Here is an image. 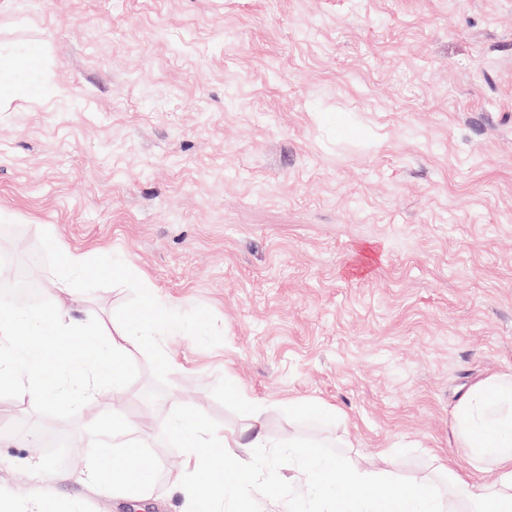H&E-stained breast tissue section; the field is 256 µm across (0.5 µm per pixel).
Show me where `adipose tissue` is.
<instances>
[{
  "label": "adipose tissue",
  "instance_id": "1",
  "mask_svg": "<svg viewBox=\"0 0 512 512\" xmlns=\"http://www.w3.org/2000/svg\"><path fill=\"white\" fill-rule=\"evenodd\" d=\"M246 405L254 429L248 439L201 423L185 434L182 418L169 422V433L180 435L184 444L187 469L182 494L186 501L206 498L218 506L227 499L256 494L272 507H288L289 512H512V371L471 384L456 403L451 436L469 450L464 472L452 469L447 482L424 478L411 487L393 479L382 495L376 492V474L303 441L295 442L292 451L303 490L300 498L285 499L282 489L257 483L247 456L250 449L272 445L262 432L270 406L252 398ZM133 432L123 409H113L101 423L98 439L88 444L83 480L109 485L113 492L133 498L144 492L150 483L148 472L130 467L140 456L132 443ZM108 442L114 447L112 454H101L102 444ZM488 468L496 472L495 482L474 481V474ZM330 485L338 498L328 505L313 490Z\"/></svg>",
  "mask_w": 512,
  "mask_h": 512
}]
</instances>
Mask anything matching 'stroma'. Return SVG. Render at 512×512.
Returning <instances> with one entry per match:
<instances>
[{
	"label": "stroma",
	"instance_id": "35a3bbf8",
	"mask_svg": "<svg viewBox=\"0 0 512 512\" xmlns=\"http://www.w3.org/2000/svg\"><path fill=\"white\" fill-rule=\"evenodd\" d=\"M26 51L40 99L0 76V254L35 256L44 297L109 330L127 289L69 297L46 273L65 248L127 258L224 342L161 337L154 403L136 345L137 379L72 420L1 400L0 497L132 512L76 479L120 405L155 466L144 512H186L164 425L242 431L240 391L272 406L275 483L291 438L408 481L465 466L455 403L512 370V0H0V59Z\"/></svg>",
	"mask_w": 512,
	"mask_h": 512
}]
</instances>
